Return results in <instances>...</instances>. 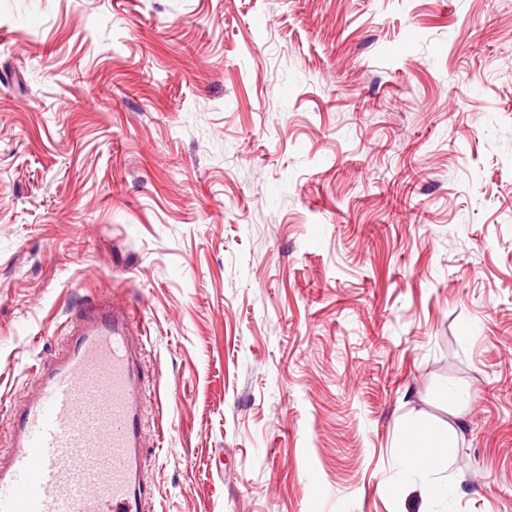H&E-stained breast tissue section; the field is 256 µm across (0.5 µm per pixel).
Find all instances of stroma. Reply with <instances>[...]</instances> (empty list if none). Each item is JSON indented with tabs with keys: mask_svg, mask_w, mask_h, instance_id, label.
Instances as JSON below:
<instances>
[{
	"mask_svg": "<svg viewBox=\"0 0 512 512\" xmlns=\"http://www.w3.org/2000/svg\"><path fill=\"white\" fill-rule=\"evenodd\" d=\"M116 289L157 512H512V0H0V448ZM452 430L451 426H448V429L430 427L414 430L406 439L400 440L397 446V448H405L398 464L399 471L420 468L422 490L432 488L439 497L443 498L448 497V481L436 477V461L449 447Z\"/></svg>",
	"mask_w": 512,
	"mask_h": 512,
	"instance_id": "1",
	"label": "stroma"
}]
</instances>
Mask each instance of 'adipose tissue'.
I'll return each instance as SVG.
<instances>
[{
    "mask_svg": "<svg viewBox=\"0 0 512 512\" xmlns=\"http://www.w3.org/2000/svg\"><path fill=\"white\" fill-rule=\"evenodd\" d=\"M451 442V431L447 428L415 430L399 445L403 454L398 464L399 471L421 469L422 489L435 490L440 497H447L448 483L436 475V462Z\"/></svg>",
    "mask_w": 512,
    "mask_h": 512,
    "instance_id": "obj_1",
    "label": "adipose tissue"
}]
</instances>
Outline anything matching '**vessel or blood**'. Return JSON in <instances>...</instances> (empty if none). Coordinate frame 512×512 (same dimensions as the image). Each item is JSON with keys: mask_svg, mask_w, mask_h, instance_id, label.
<instances>
[{"mask_svg": "<svg viewBox=\"0 0 512 512\" xmlns=\"http://www.w3.org/2000/svg\"><path fill=\"white\" fill-rule=\"evenodd\" d=\"M143 328L123 299L77 309L0 452V512H152L142 476Z\"/></svg>", "mask_w": 512, "mask_h": 512, "instance_id": "obj_1", "label": "vessel or blood"}]
</instances>
